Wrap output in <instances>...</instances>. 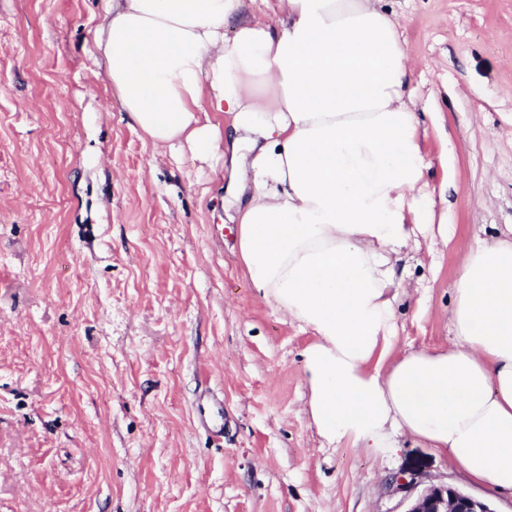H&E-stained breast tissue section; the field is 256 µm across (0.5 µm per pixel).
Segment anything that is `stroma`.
Returning <instances> with one entry per match:
<instances>
[{
  "mask_svg": "<svg viewBox=\"0 0 512 512\" xmlns=\"http://www.w3.org/2000/svg\"><path fill=\"white\" fill-rule=\"evenodd\" d=\"M414 64L425 192L453 234L410 258L399 349L448 343L476 237L512 225V0H383ZM102 0H0V512H405L396 475L512 512L412 440L326 448L312 335L243 274L225 181L159 156L112 97ZM223 447L195 426L199 374Z\"/></svg>",
  "mask_w": 512,
  "mask_h": 512,
  "instance_id": "obj_1",
  "label": "stroma"
}]
</instances>
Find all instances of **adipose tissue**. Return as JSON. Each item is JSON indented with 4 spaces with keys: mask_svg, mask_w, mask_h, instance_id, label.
<instances>
[{
    "mask_svg": "<svg viewBox=\"0 0 512 512\" xmlns=\"http://www.w3.org/2000/svg\"><path fill=\"white\" fill-rule=\"evenodd\" d=\"M246 7L102 0L94 45L121 112L155 149L229 161L250 285L313 334L303 370L324 443L385 456L412 437L512 491V233L464 254L448 346L396 348L399 264L449 233L422 190L396 17L381 0H275L262 20Z\"/></svg>",
    "mask_w": 512,
    "mask_h": 512,
    "instance_id": "1",
    "label": "adipose tissue"
}]
</instances>
